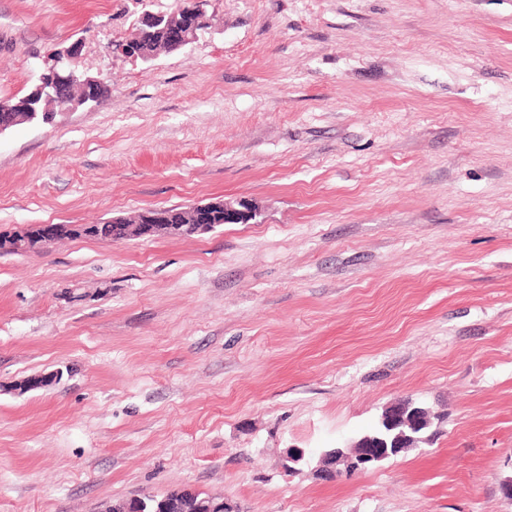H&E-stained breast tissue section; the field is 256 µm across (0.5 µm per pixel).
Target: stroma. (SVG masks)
I'll use <instances>...</instances> for the list:
<instances>
[{"instance_id":"35a3bbf8","label":"stroma","mask_w":512,"mask_h":512,"mask_svg":"<svg viewBox=\"0 0 512 512\" xmlns=\"http://www.w3.org/2000/svg\"><path fill=\"white\" fill-rule=\"evenodd\" d=\"M178 6L0 0V101L77 41L110 87L0 134V233L260 208L0 256V512H512V0H210L183 48L113 52ZM407 401L432 443L317 476ZM156 211V224H126L120 218L112 219L108 224H96L89 231L86 224H32L18 228L8 235L0 234V255L42 252L52 247L65 234L79 238H93L120 244L130 237L153 238L160 235L184 236L205 233L220 224H216L218 211L223 212L221 224L247 223L256 216L257 211L246 202L233 203L222 201L203 205H194L188 209L182 207H159ZM187 214L188 224L183 223ZM167 498L172 504V510L169 512H207L201 507V504H206L208 501H220L209 506L208 512H237L227 501L222 500V497L210 496L203 493H189L186 491L177 492L173 490L158 499ZM222 500V501H221ZM182 504L184 507H181Z\"/></svg>"}]
</instances>
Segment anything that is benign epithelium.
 <instances>
[{
  "mask_svg": "<svg viewBox=\"0 0 512 512\" xmlns=\"http://www.w3.org/2000/svg\"><path fill=\"white\" fill-rule=\"evenodd\" d=\"M209 0H189L185 7V20L172 23L166 16L148 13L142 24L157 28L161 33L165 50L180 49L197 38L198 32L208 28L207 6ZM79 45L59 51L52 58V64L39 77V83L25 96L27 112L17 115V105L11 102L0 104V134L17 123L32 122L38 118L50 122L58 112L74 111L94 102L102 95L105 82L72 68L71 61L78 55ZM224 214V223L242 224L252 220L257 211L246 202L222 201L203 205L182 207H159L156 209L154 224H128L115 218L106 224L94 225L89 230L85 224H32L18 228L14 232L0 234V255L42 252L52 247L60 237L69 234L82 238H93L120 244L131 237L153 238L160 235L184 236L205 233L216 227L215 217ZM421 421V426H432L434 414L421 405L407 404L390 406L382 413L375 434L364 435L355 440L349 453L344 448H332L320 454L317 472L324 481L336 478L337 465L344 464L351 472L366 469L368 466L392 457L393 448H413L428 441L426 437L407 435L398 430L400 421L407 415ZM167 508L164 501L154 498H141L135 502L124 501L119 512H161Z\"/></svg>",
  "mask_w": 512,
  "mask_h": 512,
  "instance_id": "benign-epithelium-1",
  "label": "benign epithelium"
}]
</instances>
